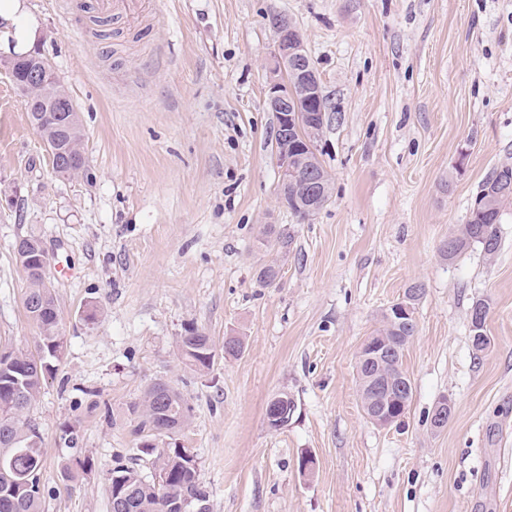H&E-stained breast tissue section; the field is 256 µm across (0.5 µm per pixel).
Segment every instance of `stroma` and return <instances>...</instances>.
I'll list each match as a JSON object with an SVG mask.
<instances>
[{
  "label": "stroma",
  "instance_id": "obj_1",
  "mask_svg": "<svg viewBox=\"0 0 512 512\" xmlns=\"http://www.w3.org/2000/svg\"><path fill=\"white\" fill-rule=\"evenodd\" d=\"M77 2L23 0L80 115L86 177L54 174L0 73V345L38 348L14 255L29 235L49 255L64 341L28 414L45 512H110L106 473L142 442L129 407L156 382L192 411L155 444L193 449L211 512H512V206L494 259L441 253L479 184L512 163V0H152L146 30L115 21L101 39ZM273 14L297 26L329 104L317 149L332 196L305 220L279 198ZM270 224L288 229V253L260 245ZM272 262L267 286L257 271ZM415 283L413 397L380 428L357 353ZM191 327L212 340L209 370L182 358ZM230 335L240 356L224 353ZM281 392L297 410L275 430L265 411ZM84 458L92 470L66 480ZM489 303L485 299H477L470 308L469 337L473 351L482 353L491 345V339L486 333V320L489 313ZM482 314L480 321L474 323V318Z\"/></svg>",
  "mask_w": 512,
  "mask_h": 512
}]
</instances>
